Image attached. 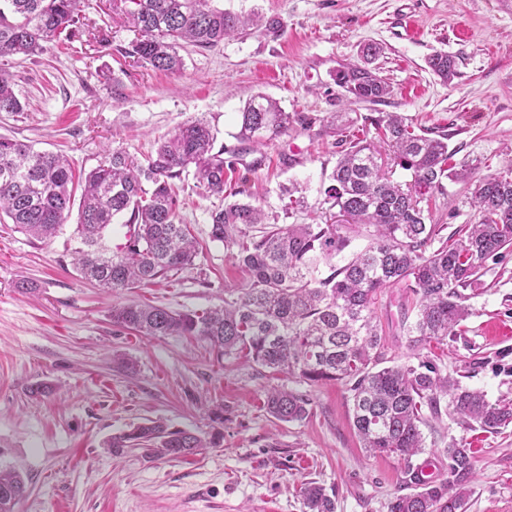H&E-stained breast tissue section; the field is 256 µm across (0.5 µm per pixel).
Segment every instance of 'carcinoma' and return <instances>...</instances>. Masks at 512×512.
<instances>
[{"label": "carcinoma", "instance_id": "1", "mask_svg": "<svg viewBox=\"0 0 512 512\" xmlns=\"http://www.w3.org/2000/svg\"><path fill=\"white\" fill-rule=\"evenodd\" d=\"M0 7V61L29 57L63 32H72L79 0H4ZM136 37L124 53L158 71H177L182 42L214 48L248 29L276 36L279 18L252 10L217 8L213 0H119ZM381 48L368 44L362 63L336 71L346 97L379 103L391 86L373 66ZM429 67L444 82L457 75L455 57L436 53ZM24 111L13 90V75L0 68V112ZM375 140L345 138L325 189L328 208L315 224H277L249 201H235L210 213V238L224 244L247 273L231 290L232 301L201 313L125 303L112 307V323L143 336H191L221 355H242L299 383L342 382L352 404L353 426L363 448L398 457L415 490L397 494L388 512H464L473 455L462 441L448 443V477L419 480L427 418L448 415L462 430L497 432L512 425V400L486 394L444 375L429 354L469 315L463 290L484 285V264L512 248V166L475 176L477 166L449 163L447 135L420 134L396 112L368 118ZM306 117L292 115L275 99L259 94L238 112V148L224 160L214 150L215 134L203 120L190 121L159 140L139 160L116 150L85 176H78L62 154L38 151L0 136V219L43 242L63 230L78 206L75 249L79 274L109 292L154 284L194 266L195 238L178 219L176 181L193 174L205 191L224 193V167L286 134ZM410 180L393 179L383 169L381 150ZM471 186L474 222L461 225L456 239L440 237L441 224L426 223L424 204L443 191V180ZM80 199H75V189ZM338 212H333V209ZM123 219L125 242L111 249L105 231ZM368 238L340 266L331 259L350 246L349 231ZM329 267L322 275L320 265ZM402 285L412 296L405 315L406 360L389 364L376 322L379 297ZM264 406L282 422L311 413V400L296 389L267 390ZM223 439L208 438L149 420L112 437L106 447L119 453L140 448L150 457L186 459ZM28 493L16 471L0 469V512H15ZM306 512H335L327 489L317 482L300 488Z\"/></svg>", "mask_w": 512, "mask_h": 512}]
</instances>
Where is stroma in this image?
Segmentation results:
<instances>
[{"mask_svg":"<svg viewBox=\"0 0 512 512\" xmlns=\"http://www.w3.org/2000/svg\"><path fill=\"white\" fill-rule=\"evenodd\" d=\"M233 12L258 10L284 23L280 35L256 30L215 48H181L183 67L153 70L124 55L135 33L113 0H80L70 38L6 65L24 111L0 112V135L65 155L90 170L115 150L144 158L181 124L203 119L218 144L232 149L236 114L251 96L277 99L308 117L226 174L223 195L193 176L180 184L179 218L199 242L191 269L161 283L108 294L73 265L76 216L50 243L0 223V467L18 470L28 495L17 512H304L300 487L332 489L335 512H387L406 487L404 464L370 455L352 422L345 386L299 384L312 412L285 423L265 410L280 374L245 357H218L209 342L148 337L113 325L120 303L202 312L224 304V287L245 274L209 237L212 210L247 191L278 223H312L342 149L336 113L366 117L397 112L417 132L448 137L453 164L489 174L512 164V0H214ZM368 42L392 86L384 102L347 101L334 74L357 61ZM455 56L446 84L427 64ZM299 184L307 210L285 215L281 186ZM465 186L448 181L430 203V223L454 230L470 220ZM34 295L17 290L20 282ZM485 285L468 292L471 314L436 348L441 372L489 399L512 398V252L488 259ZM406 290L386 289L377 319L389 356L407 355L402 313ZM53 392L33 396L32 384ZM200 435L221 431L220 446L180 461L137 450L113 453L112 436L145 420ZM434 475L448 474L450 438L477 453L466 512H512V426L462 432L449 418L425 427Z\"/></svg>","mask_w":512,"mask_h":512,"instance_id":"1","label":"stroma"}]
</instances>
